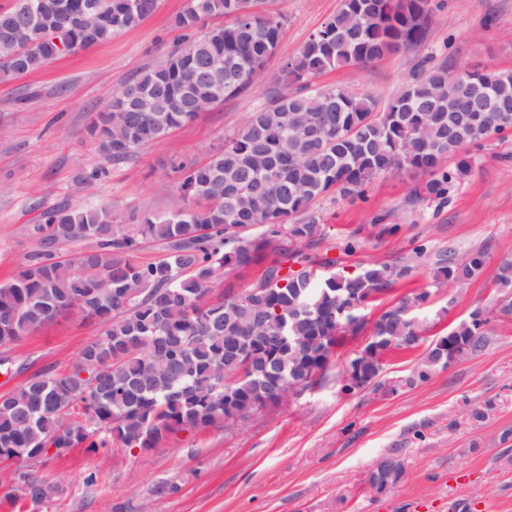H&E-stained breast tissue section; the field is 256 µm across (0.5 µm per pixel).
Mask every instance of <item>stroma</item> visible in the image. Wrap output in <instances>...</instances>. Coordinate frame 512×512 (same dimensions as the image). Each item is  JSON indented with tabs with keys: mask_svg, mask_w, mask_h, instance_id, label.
<instances>
[{
	"mask_svg": "<svg viewBox=\"0 0 512 512\" xmlns=\"http://www.w3.org/2000/svg\"><path fill=\"white\" fill-rule=\"evenodd\" d=\"M437 9L425 39L396 55L345 67L320 78L387 102L419 62L449 70H512V0H433ZM186 0H160L137 27L40 69L0 79V281L38 255L75 260L91 242L52 243L36 226L42 211L107 207L120 217L170 211L178 192L173 166L205 163L248 116L265 106L283 63L339 7L340 0H269L286 23L261 78L249 89L140 150L125 164L104 161L87 127L102 105L155 65L180 32L174 20ZM470 173L448 193L428 195L429 174L401 171L368 184L359 198L330 193L311 210L322 236L312 253L348 271L371 261H401L408 276L370 305L367 315L400 297L428 292L413 316L425 333L418 348L390 355L384 379L411 376L434 337L447 334L473 310L498 297L497 267L512 257V131L443 161ZM360 248L346 252L349 235ZM422 256H415L416 248ZM452 248L457 257L483 252L485 265L457 287L434 280L433 256ZM100 332L93 321L65 315L25 336L8 352L0 394L38 372L60 371ZM486 347L435 369L428 379L385 395L340 390L335 374L358 349L348 338L336 349L334 373L287 406L267 408L243 425L198 428L170 436L150 450L75 449L34 464L38 479L60 490L41 505L12 500L14 475L0 466V512H448L463 500L469 512H512V318L491 320ZM495 406L483 420L471 412ZM398 450L403 481L377 495L367 476L383 455Z\"/></svg>",
	"mask_w": 512,
	"mask_h": 512,
	"instance_id": "stroma-1",
	"label": "stroma"
}]
</instances>
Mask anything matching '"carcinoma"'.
Wrapping results in <instances>:
<instances>
[{
  "label": "carcinoma",
  "instance_id": "carcinoma-1",
  "mask_svg": "<svg viewBox=\"0 0 512 512\" xmlns=\"http://www.w3.org/2000/svg\"><path fill=\"white\" fill-rule=\"evenodd\" d=\"M100 13L98 37L72 43L84 51L148 19L159 0H31L39 6L37 42L0 75L28 74L58 57L52 43L63 14L79 2ZM253 0H187L175 25L182 42L154 67L128 83L98 113L90 127L105 159L134 160L138 150L164 139L211 108L249 88L241 72L256 77L273 55L286 19L267 9L249 11ZM16 8L0 11V43L14 35ZM431 0H340L336 12L282 68L291 92L272 91L270 104L254 112L238 133L203 164L178 168L179 203L167 214L134 213L117 223L108 209L57 207L41 214L37 230L53 242L91 239L95 249L66 265L50 257L0 283V347L11 346L58 314L74 313L101 325L66 369L30 376L0 394V459L16 466L18 490L38 502L39 481L29 472L51 454L75 448H158L171 434L214 426L224 420V390L263 403L279 376L306 387L327 378L338 336L336 310L369 295L389 293L408 273L407 265L368 263L318 279L320 225L308 215L311 204L335 191L353 197L378 176L403 169L434 175L429 192L442 196L452 180L441 160L512 127V71L481 70L479 82L499 111L470 117L462 111L472 97L462 73L441 64L410 73L384 108L370 95L317 85L326 73L394 54L423 38L431 21ZM212 17L224 24L205 26ZM119 132L125 146L109 150ZM203 200V210L188 207ZM165 244L168 254L142 263L144 241ZM263 291H217L224 270H243L265 260ZM293 260L303 268L282 273ZM475 252L459 263L438 255L436 277L464 284L483 266ZM496 286L512 316V259L501 260ZM423 291L401 299L373 324L372 351L359 360L364 386L379 389L381 355L389 339L398 349L417 346L421 325L402 304L423 302ZM475 309L448 332L465 348L429 346L413 376L396 383L412 386L437 367H447L483 350L488 336ZM288 337L275 368L263 375L242 371V361L224 359L225 345L246 350L255 366L266 363L264 344ZM401 468L379 467L370 484L394 486Z\"/></svg>",
  "mask_w": 512,
  "mask_h": 512
}]
</instances>
